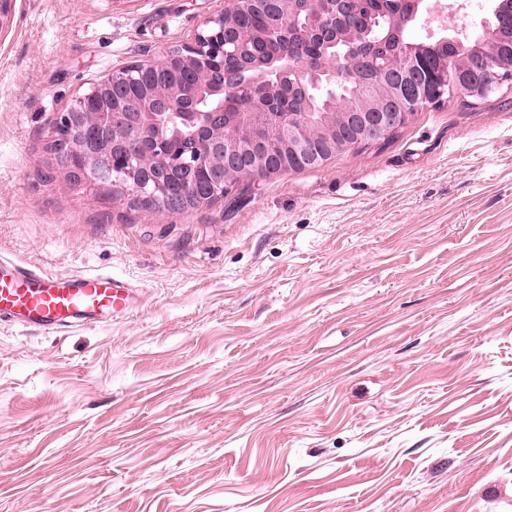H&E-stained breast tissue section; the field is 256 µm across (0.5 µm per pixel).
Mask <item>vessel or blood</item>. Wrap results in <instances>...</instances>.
<instances>
[{
	"label": "vessel or blood",
	"instance_id": "obj_1",
	"mask_svg": "<svg viewBox=\"0 0 512 512\" xmlns=\"http://www.w3.org/2000/svg\"><path fill=\"white\" fill-rule=\"evenodd\" d=\"M134 290L116 275L54 274L0 259V321L51 332L126 318Z\"/></svg>",
	"mask_w": 512,
	"mask_h": 512
}]
</instances>
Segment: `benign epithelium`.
Segmentation results:
<instances>
[{"label":"benign epithelium","instance_id":"obj_1","mask_svg":"<svg viewBox=\"0 0 512 512\" xmlns=\"http://www.w3.org/2000/svg\"><path fill=\"white\" fill-rule=\"evenodd\" d=\"M255 6L263 8L271 16L266 37L272 41L285 38L286 33L298 27L299 20L286 7L288 0H249ZM305 10L316 14L320 23L318 31L330 33L336 30L338 21L344 19L352 30L359 27V22L352 8L353 0H303ZM213 26L205 33L195 32L189 39L176 48L168 51L162 60L147 64L155 71L157 82L154 97L128 112L123 108L101 109L97 112L88 110L87 95L77 97L56 118V129L67 131L71 129L76 117L94 127L97 141L135 140L141 131L151 127L157 128L164 121L176 120L192 127L206 126L209 123L208 112H181L179 102L183 97L179 85L172 80L171 73L175 61H194L199 65L197 89L204 90L211 80L210 56L223 44L225 38L224 14L212 19ZM486 16L477 18L466 32H459L451 27L446 28L439 39L462 42L464 39L478 38L487 30ZM288 68L295 73L296 82L304 84L319 77L328 82L336 79L353 81L358 79V70L351 55L336 54L329 62L316 67L297 58L289 59ZM499 65L491 60L472 63L468 67L453 68L449 77L452 90L466 92L475 96H486L494 91L502 76L497 72ZM478 70L486 74L481 83H475L469 78V73ZM398 98L404 100L400 107L391 105V100L376 98L372 103L371 112H328L321 114V120L315 121L310 117L303 120L288 115L271 123L260 97L253 94L240 114L237 126L224 131V140L215 144L209 140L195 136L181 161L182 167L196 170L207 166L220 173L224 169H237L241 181L251 184L256 181L253 173H261L263 178H273L286 173L284 166H274L268 163L263 146L269 134H274L294 154L309 160L313 166H322L328 161L329 155L336 150L346 147L337 137L338 126L335 117L341 120L352 118L360 133L357 139L362 141L379 142L399 128L412 110L420 106V100L410 96L407 88L398 92ZM319 126V134L324 139V152H315L309 142V126ZM161 160L159 156H136L121 171H116L112 163L110 150L90 146L83 141L67 139L55 159V170L66 178H75L80 182L99 184L102 186L118 187L129 199L146 201L157 204L167 213L175 216H186L207 207L210 200L201 198L196 206L188 208L183 200L167 195V189L161 179L149 178L148 171Z\"/></svg>","mask_w":512,"mask_h":512}]
</instances>
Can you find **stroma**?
<instances>
[{
	"label": "stroma",
	"instance_id": "1",
	"mask_svg": "<svg viewBox=\"0 0 512 512\" xmlns=\"http://www.w3.org/2000/svg\"><path fill=\"white\" fill-rule=\"evenodd\" d=\"M232 0H16L0 259L123 276L132 314L0 324V512H512V84L233 210L54 171L58 112Z\"/></svg>",
	"mask_w": 512,
	"mask_h": 512
}]
</instances>
